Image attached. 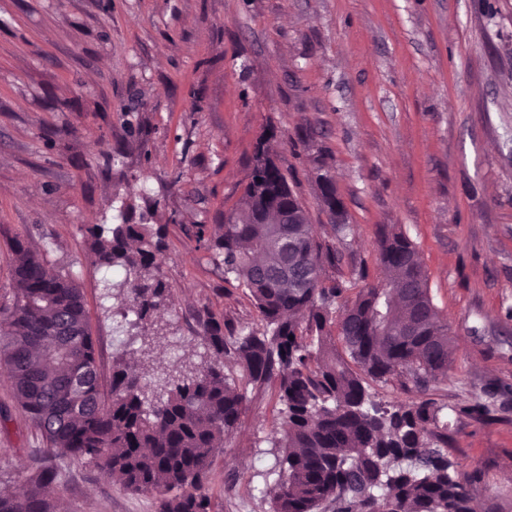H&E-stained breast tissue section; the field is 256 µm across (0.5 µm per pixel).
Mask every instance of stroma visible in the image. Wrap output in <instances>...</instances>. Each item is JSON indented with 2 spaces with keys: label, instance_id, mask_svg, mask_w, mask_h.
<instances>
[{
  "label": "stroma",
  "instance_id": "35a3bbf8",
  "mask_svg": "<svg viewBox=\"0 0 512 512\" xmlns=\"http://www.w3.org/2000/svg\"><path fill=\"white\" fill-rule=\"evenodd\" d=\"M320 238L326 162L350 233L345 278L375 279L378 232L406 234L453 338L430 395L444 408L456 476L475 512H512V0H0V298L23 238L82 288L102 379L115 340L89 224L127 204L171 217L161 273L172 348L202 351L199 313L236 331L261 321L245 288L192 229L237 201L258 139ZM245 408L212 459L215 512H271L283 407L275 382L243 384ZM488 404L489 417L461 408ZM40 436L0 432V490L35 468ZM63 512H157L88 464L60 462Z\"/></svg>",
  "mask_w": 512,
  "mask_h": 512
}]
</instances>
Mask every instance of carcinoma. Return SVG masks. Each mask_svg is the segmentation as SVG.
<instances>
[{
    "instance_id": "1",
    "label": "carcinoma",
    "mask_w": 512,
    "mask_h": 512,
    "mask_svg": "<svg viewBox=\"0 0 512 512\" xmlns=\"http://www.w3.org/2000/svg\"><path fill=\"white\" fill-rule=\"evenodd\" d=\"M335 234L350 230L328 175H318ZM280 173L271 137L253 152L243 192L231 212L295 208L293 224H198L196 237L247 290L267 330L241 335L213 312L198 316L210 360L189 374L150 375L147 352L113 359L110 394L101 390L83 289L15 242L11 288L0 302V364L12 397L40 435L43 463L24 476L17 496L0 494V512H55L56 461L91 464L133 492L158 496L157 512H213L204 491L211 460L238 422L245 394L224 359L247 382L274 378L284 404L281 480L272 512H471L468 487L450 472L448 423L428 397L390 408L375 402L366 379L398 378L419 392L448 372L452 337L436 308L415 244L385 230L381 276L355 283L339 275L336 250L322 242ZM133 207L117 224H89L99 268L124 271L122 311L134 312L148 344L170 305L157 256L164 224L135 223ZM401 284L390 298L382 284ZM357 291H352V287ZM344 313L336 318V307ZM412 325L402 336L396 328Z\"/></svg>"
}]
</instances>
